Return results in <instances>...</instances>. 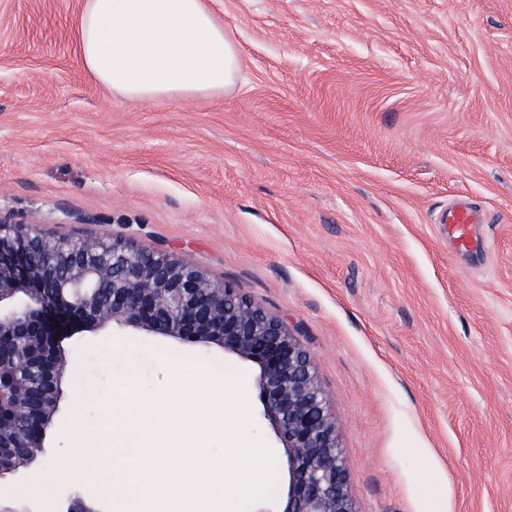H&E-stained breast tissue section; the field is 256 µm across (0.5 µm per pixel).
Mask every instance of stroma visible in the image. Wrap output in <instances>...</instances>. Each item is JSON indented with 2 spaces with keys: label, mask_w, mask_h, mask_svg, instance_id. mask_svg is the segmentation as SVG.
I'll return each instance as SVG.
<instances>
[{
  "label": "stroma",
  "mask_w": 512,
  "mask_h": 512,
  "mask_svg": "<svg viewBox=\"0 0 512 512\" xmlns=\"http://www.w3.org/2000/svg\"><path fill=\"white\" fill-rule=\"evenodd\" d=\"M235 83L125 99L81 64L83 0H0V216L188 255L285 317L336 421L358 512H512V0H203ZM477 207L479 247L442 238ZM61 346L38 461L72 406L153 351L255 367L117 327Z\"/></svg>",
  "instance_id": "1"
}]
</instances>
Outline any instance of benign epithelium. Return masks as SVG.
<instances>
[{
	"mask_svg": "<svg viewBox=\"0 0 512 512\" xmlns=\"http://www.w3.org/2000/svg\"><path fill=\"white\" fill-rule=\"evenodd\" d=\"M133 327L215 344L255 364L261 419L284 448L280 512H357L329 399L288 321L177 251L121 238H60L0 217V479L29 466L54 423L78 329Z\"/></svg>",
	"mask_w": 512,
	"mask_h": 512,
	"instance_id": "obj_1",
	"label": "benign epithelium"
}]
</instances>
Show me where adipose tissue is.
<instances>
[{
    "label": "adipose tissue",
    "mask_w": 512,
    "mask_h": 512,
    "mask_svg": "<svg viewBox=\"0 0 512 512\" xmlns=\"http://www.w3.org/2000/svg\"><path fill=\"white\" fill-rule=\"evenodd\" d=\"M78 46L84 67L128 99L209 96L239 69L203 0H85Z\"/></svg>",
    "instance_id": "adipose-tissue-1"
}]
</instances>
